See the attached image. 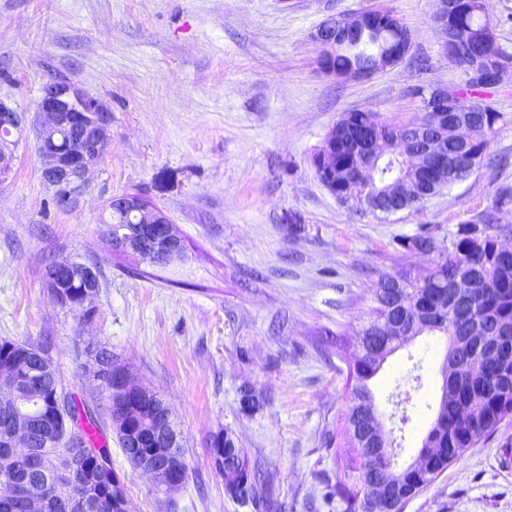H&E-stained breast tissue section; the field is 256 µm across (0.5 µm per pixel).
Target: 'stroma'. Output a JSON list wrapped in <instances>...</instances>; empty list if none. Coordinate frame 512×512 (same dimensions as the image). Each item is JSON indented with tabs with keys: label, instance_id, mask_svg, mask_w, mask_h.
Returning <instances> with one entry per match:
<instances>
[{
	"label": "stroma",
	"instance_id": "1",
	"mask_svg": "<svg viewBox=\"0 0 512 512\" xmlns=\"http://www.w3.org/2000/svg\"><path fill=\"white\" fill-rule=\"evenodd\" d=\"M373 7L408 27V54L367 77L325 75L311 33ZM434 9L435 0H0V101L31 121L60 75L112 114L76 206L56 204L31 124L0 175V340L46 342L66 388L87 399L101 385L80 351L95 343L165 401L188 466L171 494L129 465L112 426L101 432L130 512H255L224 489L212 445L225 434L273 473L270 512H343L327 492L355 456L344 432L348 365L379 271L426 266L397 244L421 228L446 242L492 207L512 225V72L471 96L504 116L486 159L417 208L358 211L311 166L343 113L406 123L423 113L418 88L465 87ZM127 193L164 211L184 260L156 268L113 251L103 219ZM67 260L100 272L91 319L58 307L46 287L48 265ZM445 353V337H411L370 382L399 465L414 461L435 419ZM402 512H512V418Z\"/></svg>",
	"mask_w": 512,
	"mask_h": 512
}]
</instances>
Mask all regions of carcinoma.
I'll use <instances>...</instances> for the list:
<instances>
[{
    "instance_id": "carcinoma-1",
    "label": "carcinoma",
    "mask_w": 512,
    "mask_h": 512,
    "mask_svg": "<svg viewBox=\"0 0 512 512\" xmlns=\"http://www.w3.org/2000/svg\"><path fill=\"white\" fill-rule=\"evenodd\" d=\"M448 26L475 38V51L479 55L505 58L512 62V54L500 47L496 41L493 23L484 3L465 0L459 11L448 17ZM407 27L400 19H382L372 23L366 30L341 36V45L326 61V66L338 72L351 67H368L376 55L392 52L399 45ZM455 106L460 117L471 130V139L460 142L453 127L442 130L448 138V146L466 149L477 162H482L489 144L503 120L502 113L490 104L473 103L466 100L465 92L455 93ZM414 130L403 123L395 127L380 121L373 112H348L336 123V139L328 140L311 158L312 167L320 181L336 183V195L351 196L350 202L361 210H370V190L347 181L352 164L351 145L365 144L387 134L395 137H410ZM408 171L413 180L424 179L419 168H412L409 159L390 147V155L378 161L373 179L376 187L383 188L395 175ZM512 233V225L498 223L496 211L486 210L476 219L465 223L450 240V245H438L429 256V265L413 275L405 270L382 271L378 274L374 291V307L369 321L358 332V354L350 366V378L355 380L349 400L346 430L366 432L370 420L359 411L366 400H373L368 382L376 376L381 363L376 360V351L384 348L386 354L396 351L411 336L423 332L451 338L467 335V326L448 311V302L443 297L455 282L464 280L474 284L467 303L476 321L491 327L495 323L512 326V261L495 260L500 235ZM63 294L70 300L69 311L83 308L84 276L69 278L61 283ZM399 316L402 335L381 336L383 323L391 315ZM19 346L26 354L12 358L8 352L0 359V365L8 362L15 368L16 378L24 387H36L37 401L47 404L62 384L54 365L43 368V361H51L49 348L42 343L18 342L9 339L0 341V352L4 348ZM86 366L93 377L102 382L106 393V410L109 417L119 415L123 408L112 405V367L110 356L103 352L86 349ZM71 410L78 419L77 428L84 444L93 453L111 458L110 449L92 442V431L99 429L94 410L80 401L73 393L66 392ZM512 417V353L502 354L492 368L468 366L448 377V394L440 396L435 422L423 440V447L436 445L438 453L431 475L409 469L396 472L382 471L372 483L365 480L366 470L371 467L362 453H357L345 474V480L336 483L334 495L347 503V512H371L377 500H383V508L390 501L407 495L416 496L430 486L435 479L458 460L469 448L488 439L507 418ZM140 441L119 437L123 454L131 459L142 447H160L157 433L159 417L145 404L140 407ZM52 436L43 427H35L34 446L38 452L59 455L64 449L50 442ZM225 453L237 458L234 470L224 473V489L238 500L253 502L267 508L273 478L267 472L253 470L243 449L235 446L232 437L224 440ZM47 475L36 466L0 473V483L9 480L24 482L28 488L40 487ZM46 512H78L72 506L70 491L61 485Z\"/></svg>"
}]
</instances>
